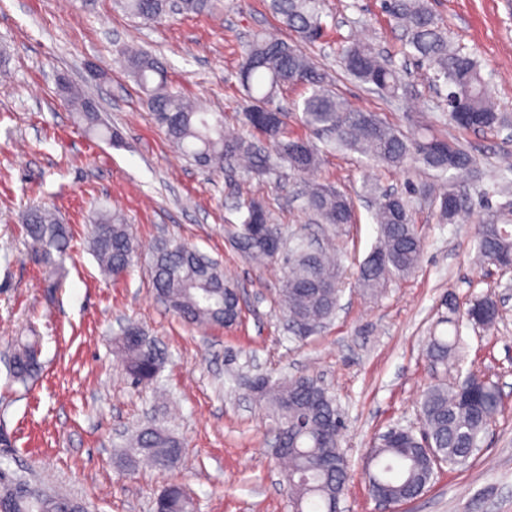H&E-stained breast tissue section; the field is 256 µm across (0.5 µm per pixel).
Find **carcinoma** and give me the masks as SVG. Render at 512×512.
Masks as SVG:
<instances>
[{
    "mask_svg": "<svg viewBox=\"0 0 512 512\" xmlns=\"http://www.w3.org/2000/svg\"><path fill=\"white\" fill-rule=\"evenodd\" d=\"M127 15L159 21L171 13L211 14L221 0H114ZM269 9L296 34V42L269 40L255 35L239 69L240 83L248 103L242 125L261 133L277 150L280 163L296 174L317 168L321 150L302 137L286 135L288 113L274 109L279 118L270 120L262 107L288 85L302 86L308 96L301 104L302 123L317 132L334 135L339 150L358 152L370 160L396 169L422 167L442 187L406 184L404 193L381 192L376 197L373 219L376 242L360 263L356 284L375 296L387 283L412 275L421 262V241L411 220L412 200L430 195L440 218L450 224L464 220L469 199L450 185L454 176L473 170L474 159L462 145L439 136L404 134L373 112L354 108L341 100L327 85L325 74L302 51L301 44L313 43L324 25L319 0H269ZM382 9L395 28L404 33L405 45L413 56L432 71V83L448 89V117L464 130H494L506 127L512 116L495 109L478 60L472 53L448 40V30L438 21L428 0H384ZM125 67L143 93V105L161 128L172 148L196 167L218 171L237 164L258 176L271 171L269 156L240 131L224 126V114H207L188 98L165 86L162 62L136 48L122 52ZM344 71L361 84L393 96L401 86L398 73L387 65L369 44L351 40L341 50ZM60 91L71 103L76 118L87 132L111 140L116 137L100 119L94 102L76 89L63 85ZM306 205L322 224H351L354 206L351 196L336 188L313 184L306 191ZM241 228L236 231L237 249L258 264L275 262L265 248L263 233L269 223L264 205L247 197L237 205ZM24 234L56 287L70 243V229L59 221L56 210L45 205L26 210ZM479 260L512 267V214L502 212L475 227L473 235ZM89 247L102 271L110 276L130 270L138 250L132 225L117 213H100L88 232ZM283 311L289 322L313 328L327 322L338 305L337 285L341 269L328 248L310 250L303 238L295 240L282 257ZM152 284L168 309L186 322L232 325L241 313L240 294L224 279L220 264L187 243L170 239L152 251ZM497 301L486 297L476 301L465 318L475 316L483 326L492 327L498 318ZM133 338L114 339L118 363L134 385L153 383L165 362V352L156 339L134 326ZM456 340L433 335L426 353L432 365L448 364ZM40 368L38 353L29 342L14 348L9 377L25 384ZM253 390L260 401L274 406L290 434L281 440L288 452L276 451L285 462L283 474L292 512H330L336 493L344 491L350 479L347 458L336 455L342 418L332 396L315 379L298 376L286 381L260 377ZM498 390L473 375L455 387L431 385L423 393L420 416L423 439L408 430L384 434L373 451L372 468L365 473L369 491L380 489L386 502L395 506L420 496L431 483L436 463L423 452V445L436 449L450 464L464 462L470 448L480 443L485 430L500 412ZM126 461L148 462L159 472L175 467L183 457V442L161 427H147L125 444ZM27 480L15 476L0 480V512H83L85 505L41 486L32 495ZM156 512H194V504L178 485H169L155 500Z\"/></svg>",
    "mask_w": 512,
    "mask_h": 512,
    "instance_id": "carcinoma-1",
    "label": "carcinoma"
}]
</instances>
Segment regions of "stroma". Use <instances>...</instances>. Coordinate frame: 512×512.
<instances>
[{
    "label": "stroma",
    "mask_w": 512,
    "mask_h": 512,
    "mask_svg": "<svg viewBox=\"0 0 512 512\" xmlns=\"http://www.w3.org/2000/svg\"><path fill=\"white\" fill-rule=\"evenodd\" d=\"M429 3L450 40L476 53L496 108L512 113V0ZM320 9L327 33L307 53L336 95L409 134L434 117V133L459 140L483 174L478 185L456 179L470 198V222L439 223L429 202H415L420 265L375 297L355 284L377 237L361 187L369 182L400 192L407 181H429L428 171L390 169L355 152L323 154L304 176L284 167L264 177L202 171L173 151L120 63L127 45L157 55L170 86L238 127L245 104L239 62L253 35L294 39L268 0H224L214 13L159 22L127 17L112 0H98L91 12L81 0H0V44L10 56L8 78L0 80V430L12 442V471L96 512H153L171 483L185 488L196 512H291L273 452L280 419L249 382L304 374L328 389L345 422L341 444L351 479L342 512H378L363 476L377 438L392 428L421 434L419 402L427 387L452 386L473 373L503 395L482 448L436 470L427 490L396 512H512V271L476 262L472 238L473 222L512 210V173L502 163L512 158V130L451 124L429 70L409 55L380 0H320ZM353 35L396 66L397 98L341 71L337 55ZM61 77L95 101L121 143L78 124L58 89ZM309 182L351 194L355 222L315 223L301 198ZM246 192L263 201L285 238L336 246L345 270L338 307L310 335H300L282 311L280 265H254L228 237ZM44 201L54 204L72 236L58 288L49 287L21 228L25 209ZM101 208L121 212L139 243L122 279L101 271L85 241ZM172 237L218 260L238 287L242 313L235 325H189L158 301L152 248ZM488 295L501 302L493 327H454L474 300ZM121 319L138 323L166 349L158 384L133 387L118 366L112 340ZM432 333L460 337L447 366L431 367L426 357ZM19 340L37 341L42 366L25 386L8 377ZM150 425L183 441L176 468L161 473L122 463V434Z\"/></svg>",
    "instance_id": "1"
}]
</instances>
